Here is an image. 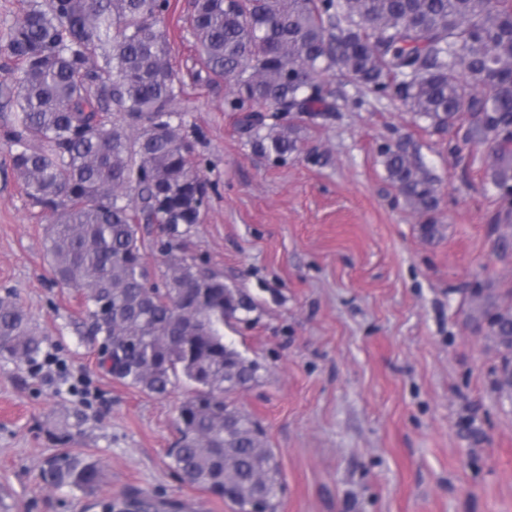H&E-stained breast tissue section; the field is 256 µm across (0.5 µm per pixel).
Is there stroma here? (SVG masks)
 Instances as JSON below:
<instances>
[{
	"label": "stroma",
	"mask_w": 512,
	"mask_h": 512,
	"mask_svg": "<svg viewBox=\"0 0 512 512\" xmlns=\"http://www.w3.org/2000/svg\"><path fill=\"white\" fill-rule=\"evenodd\" d=\"M191 9L170 0L164 18L176 108L210 185L186 240L253 303L224 340L260 366L233 402L276 454L277 512H512V402L493 387L502 354L475 324L483 303L512 307V219H499L489 144L428 128L335 71L334 112L300 122L303 152L277 161L225 110L233 85L198 77ZM387 144L435 177L436 237L388 179ZM10 155L0 141V296L16 293L45 342L37 363L0 358V512H102L135 492L157 512H234L171 468L188 385L155 396L100 366L82 296L49 280V219ZM63 413L82 419L65 446L48 437ZM66 451L101 463L94 493L42 480Z\"/></svg>",
	"instance_id": "35a3bbf8"
}]
</instances>
